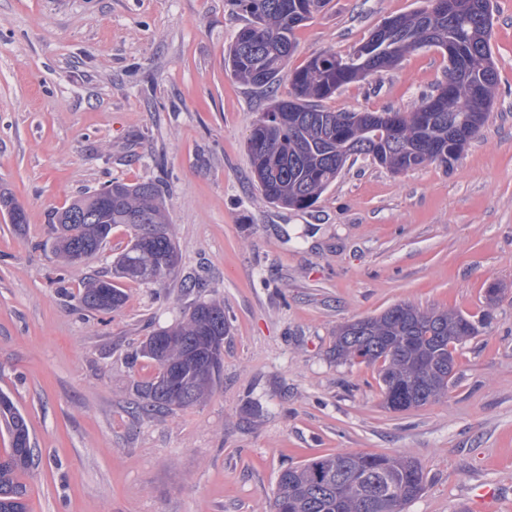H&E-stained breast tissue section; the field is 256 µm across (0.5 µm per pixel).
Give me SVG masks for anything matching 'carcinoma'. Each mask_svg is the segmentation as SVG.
Masks as SVG:
<instances>
[{"mask_svg":"<svg viewBox=\"0 0 512 512\" xmlns=\"http://www.w3.org/2000/svg\"><path fill=\"white\" fill-rule=\"evenodd\" d=\"M327 0H235L248 16L225 52L231 75L257 88L280 81L296 48L295 33L326 5ZM398 26L379 27L346 54L325 51L289 77L291 95L283 99L301 116L293 127L266 109L252 124L246 147L252 173L270 204L307 209L336 180L348 159L370 157L393 172L426 163L449 166L479 133L497 86L491 48V0H443L396 16ZM424 48L440 50L448 60V77L439 89L440 111L432 98L409 112H365L355 129L330 124L336 113L318 102L341 87L397 66ZM0 208L10 223H27L24 210L0 193ZM58 225L53 253L71 259L77 248L86 257L99 252L112 228L125 224L134 235L114 261V276L139 283L158 282L176 274L167 257L178 255L166 229L170 223L162 187L153 182L114 181L88 192L52 214ZM126 294L110 279L87 281L79 295L87 310L120 309ZM215 328L228 333L224 305L216 300L193 305L181 322L159 328L142 348L159 370L180 369L178 384L187 394L178 407L200 403L212 391L223 366L224 341L215 346L197 339ZM479 333V326L460 313L421 310L397 304L374 317L343 325L334 354L342 360L378 364L379 380L389 408L404 411L448 395L454 384L455 346ZM157 379L142 385L143 409H172ZM0 420L9 447L0 452V512H27V487L19 481L35 465L30 429L8 394L0 391ZM424 489L419 466L405 456L338 452L283 470L277 481L273 512H393Z\"/></svg>","mask_w":512,"mask_h":512,"instance_id":"1","label":"carcinoma"}]
</instances>
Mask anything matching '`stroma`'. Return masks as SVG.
<instances>
[{
  "instance_id": "obj_1",
  "label": "stroma",
  "mask_w": 512,
  "mask_h": 512,
  "mask_svg": "<svg viewBox=\"0 0 512 512\" xmlns=\"http://www.w3.org/2000/svg\"><path fill=\"white\" fill-rule=\"evenodd\" d=\"M428 0H328L296 32L289 70L346 53ZM245 24L234 0H0V391L38 460L28 512H272L278 475L318 455H403L424 490L403 512H512V0H493L494 104L450 166L395 174L348 160L308 209L269 204L246 138L272 97L224 66ZM440 51L322 100L334 112H406L446 79ZM162 181L178 280H120L125 305L84 309L131 230L98 255L54 256L50 213L111 181ZM499 288L495 305L485 291ZM224 304L223 368L202 403L143 411L139 354L197 301ZM410 303L481 325L454 351L448 395L386 408L376 367L339 361L344 324Z\"/></svg>"
}]
</instances>
